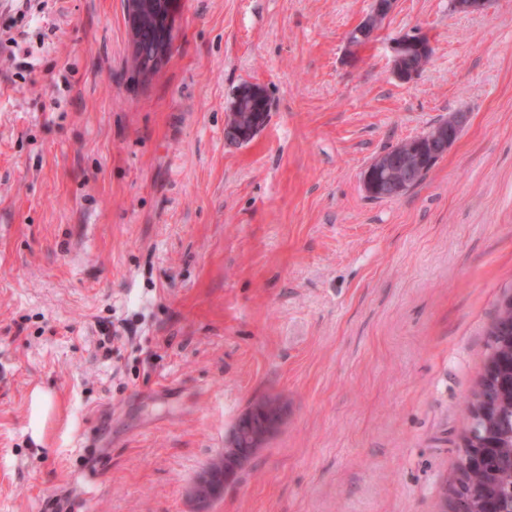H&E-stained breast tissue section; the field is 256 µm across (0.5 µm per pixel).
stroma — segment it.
<instances>
[{"mask_svg":"<svg viewBox=\"0 0 512 512\" xmlns=\"http://www.w3.org/2000/svg\"><path fill=\"white\" fill-rule=\"evenodd\" d=\"M0 0V512H192L257 400L279 430L210 512H440L512 296V0H180L133 78L124 0ZM432 55L411 82L393 38ZM274 101L227 140L234 90ZM456 117L426 178L362 173ZM118 334L111 353L99 343ZM48 412L35 416L36 396ZM163 1L165 9L157 16V20L163 25V36L148 58H144L140 54L137 38V31L142 24L141 2L139 0L128 1L126 24L132 39V53L138 55L136 70L137 77L140 80H144L152 73L161 70L167 64L172 53L179 0ZM397 0H373L368 14L350 31L348 45L359 48L373 42L379 35L382 22L394 10ZM417 37V38H415ZM415 38V39H414ZM430 37L424 33L403 35L394 39L391 43V70L400 80H405L406 75L403 69V59L409 51L425 53L431 46Z\"/></svg>","mask_w":512,"mask_h":512,"instance_id":"stroma-1","label":"stroma"}]
</instances>
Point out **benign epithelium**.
<instances>
[{
	"instance_id": "1",
	"label": "benign epithelium",
	"mask_w": 512,
	"mask_h": 512,
	"mask_svg": "<svg viewBox=\"0 0 512 512\" xmlns=\"http://www.w3.org/2000/svg\"><path fill=\"white\" fill-rule=\"evenodd\" d=\"M397 0H372L368 14L350 31L348 45L359 48L373 42L379 35L382 22L394 10ZM179 0H164L165 9L157 16L163 25L162 39L155 45L147 58L140 55L137 31L142 24V7L139 0H130L126 14V24L132 39V53L138 56V78L144 80L152 73L161 70L168 62L175 37L176 17ZM490 0H454L455 8L463 13H478L486 10ZM430 37L424 33L403 35L391 43V70L400 80L406 79L403 59L410 51L425 53L430 49ZM259 91L255 86H240L234 91L228 114L226 136L238 144L249 143L263 128L255 116L245 111ZM457 121L437 128L428 140H421L407 146L397 145L393 149L377 156L371 168L364 175L363 185L370 192H379L386 198L399 194L402 184L414 177L418 169L433 162L434 158L446 153L458 135ZM285 407L278 399H266L258 402L239 421L234 436L228 440V447L218 455L215 462L205 466L193 479L189 488V496L195 512H207L212 502L220 498L226 489L237 483V472L244 468L248 460L233 455L235 443L245 442L252 451L264 446L268 438L279 428ZM489 425L484 411L474 413L469 426L471 447L469 454H474L473 445L477 444L476 436L483 427ZM470 493L468 488L459 483L456 485L449 505L442 512H472L469 507Z\"/></svg>"
}]
</instances>
